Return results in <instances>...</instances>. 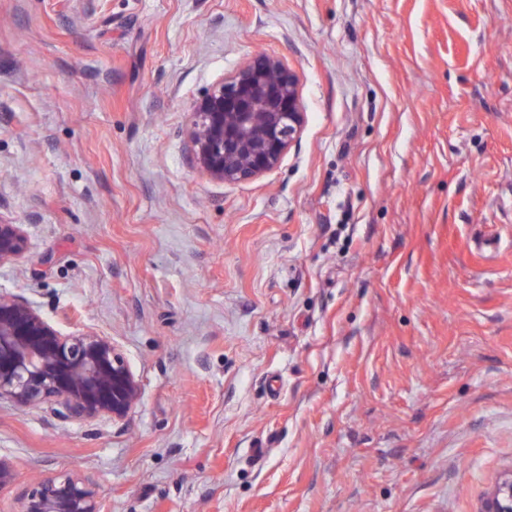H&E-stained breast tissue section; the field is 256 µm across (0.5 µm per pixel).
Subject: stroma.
<instances>
[{
  "label": "stroma",
  "instance_id": "35a3bbf8",
  "mask_svg": "<svg viewBox=\"0 0 512 512\" xmlns=\"http://www.w3.org/2000/svg\"><path fill=\"white\" fill-rule=\"evenodd\" d=\"M280 165L195 164L253 53ZM0 293L120 346L129 419L0 403L17 487L102 512H476L512 468V0H0ZM191 132L197 166L225 183L276 169L305 123L299 79L278 57L256 53L196 102ZM24 225L0 218V265L16 261L26 245ZM13 512H101L96 482L89 476L61 471L21 488Z\"/></svg>",
  "mask_w": 512,
  "mask_h": 512
}]
</instances>
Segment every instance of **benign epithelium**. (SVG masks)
Returning a JSON list of instances; mask_svg holds the SVG:
<instances>
[{
	"label": "benign epithelium",
	"mask_w": 512,
	"mask_h": 512,
	"mask_svg": "<svg viewBox=\"0 0 512 512\" xmlns=\"http://www.w3.org/2000/svg\"><path fill=\"white\" fill-rule=\"evenodd\" d=\"M191 132L197 166L226 183L276 169L305 123L299 79L278 57L256 53L230 80L196 102ZM24 225L0 218V265L21 257ZM139 381L112 337L67 336L27 299L0 293V402L20 409L46 403L79 420H125L139 404ZM14 512H101L96 482L61 471L16 494ZM478 512H512V469L483 498Z\"/></svg>",
	"instance_id": "7a95c632"
}]
</instances>
